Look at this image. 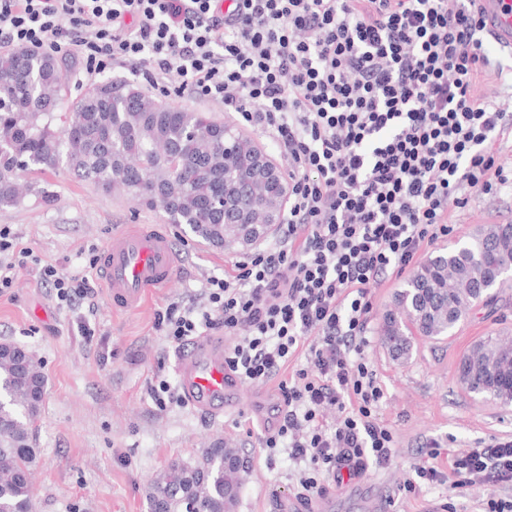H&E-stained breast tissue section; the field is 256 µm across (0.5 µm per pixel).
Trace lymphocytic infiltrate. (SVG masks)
<instances>
[{
    "instance_id": "f902f5d3",
    "label": "lymphocytic infiltrate",
    "mask_w": 512,
    "mask_h": 512,
    "mask_svg": "<svg viewBox=\"0 0 512 512\" xmlns=\"http://www.w3.org/2000/svg\"><path fill=\"white\" fill-rule=\"evenodd\" d=\"M484 35L477 0H0V47L62 50L87 76L125 68L155 89L178 77L278 148L289 190L274 243L156 327L177 344L223 330L230 371L278 379L262 444L304 464V502L392 461L364 357L372 288L447 237L450 197L512 186L491 148L512 114L474 95L491 64ZM299 355L306 367L280 379ZM327 406L341 413L331 426ZM437 457L415 465L407 492L512 487L511 434L445 471Z\"/></svg>"
}]
</instances>
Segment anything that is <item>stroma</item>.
<instances>
[{
    "label": "stroma",
    "instance_id": "35a3bbf8",
    "mask_svg": "<svg viewBox=\"0 0 512 512\" xmlns=\"http://www.w3.org/2000/svg\"><path fill=\"white\" fill-rule=\"evenodd\" d=\"M39 186L56 200L31 195L0 207V226L10 227L17 248L32 259L17 269L11 288L0 291V340L31 351L47 379L33 432L38 450L33 470L34 512H148L146 489L153 474L174 460L199 458L214 439L241 448L249 462L237 512H274L295 499L298 465L287 454L268 463L264 427L280 402L279 380L243 386L245 409L209 422L189 403L158 409L149 394L156 376L178 386L177 344L157 331L158 313L173 302L189 304L213 277L232 272L237 252L209 246L183 227L167 224L162 211L103 190L66 169L40 175ZM451 232L445 245L464 244L480 224H512V190L472 194L465 206L449 202ZM166 224L181 258L172 288L152 295L134 311L114 312L95 265L114 232L125 224ZM88 277L90 303L71 311L42 283L41 266ZM402 283L393 277L372 289L366 357L384 389L378 417L395 432L390 465L329 488L320 512H431L449 501L455 512H482L486 487L453 496L447 486L405 493L403 484L430 444L448 455L479 439L512 435V405L468 393L457 366L470 345L491 333L512 336V280L494 299L474 308L449 336L414 341L408 361L393 360L381 341L384 314ZM88 321L93 337L83 336Z\"/></svg>",
    "mask_w": 512,
    "mask_h": 512
}]
</instances>
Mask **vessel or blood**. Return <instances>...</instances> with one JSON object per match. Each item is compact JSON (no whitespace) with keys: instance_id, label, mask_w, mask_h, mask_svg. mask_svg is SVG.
<instances>
[{"instance_id":"1","label":"vessel or blood","mask_w":512,"mask_h":512,"mask_svg":"<svg viewBox=\"0 0 512 512\" xmlns=\"http://www.w3.org/2000/svg\"><path fill=\"white\" fill-rule=\"evenodd\" d=\"M486 30L501 48L512 50V0H479ZM178 270L176 252L162 227L128 224L107 244L100 268L113 310L136 309L150 292L170 288ZM177 368L184 393L211 419L241 410V380L224 367V346L201 336L182 350Z\"/></svg>"}]
</instances>
